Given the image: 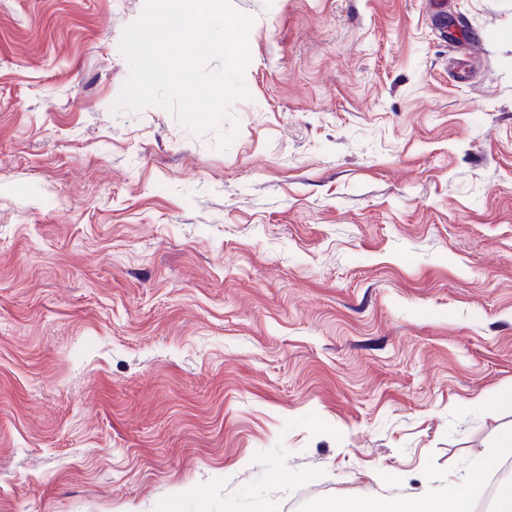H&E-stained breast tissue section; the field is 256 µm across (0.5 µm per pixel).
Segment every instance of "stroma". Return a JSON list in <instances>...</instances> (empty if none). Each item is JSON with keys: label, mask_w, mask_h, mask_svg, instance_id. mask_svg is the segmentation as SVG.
Instances as JSON below:
<instances>
[{"label": "stroma", "mask_w": 512, "mask_h": 512, "mask_svg": "<svg viewBox=\"0 0 512 512\" xmlns=\"http://www.w3.org/2000/svg\"><path fill=\"white\" fill-rule=\"evenodd\" d=\"M145 0H0V512H316L512 406V0H230L239 135L113 112Z\"/></svg>", "instance_id": "35a3bbf8"}]
</instances>
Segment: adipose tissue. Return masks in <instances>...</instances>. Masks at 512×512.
I'll use <instances>...</instances> for the list:
<instances>
[{
	"mask_svg": "<svg viewBox=\"0 0 512 512\" xmlns=\"http://www.w3.org/2000/svg\"><path fill=\"white\" fill-rule=\"evenodd\" d=\"M476 480L466 476L445 487L430 485L415 495L392 496L351 504L340 499L321 502L319 512H471Z\"/></svg>",
	"mask_w": 512,
	"mask_h": 512,
	"instance_id": "ef3b65f1",
	"label": "adipose tissue"
}]
</instances>
